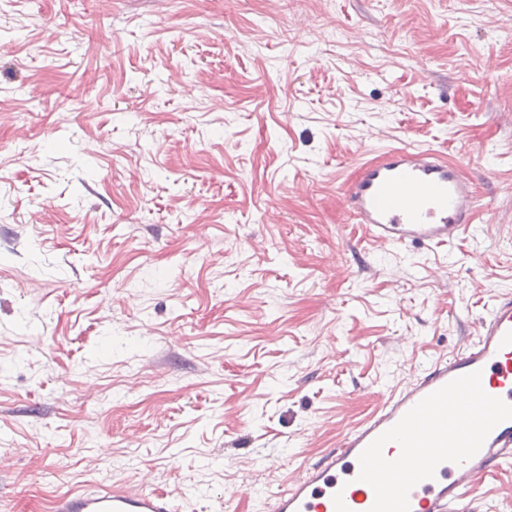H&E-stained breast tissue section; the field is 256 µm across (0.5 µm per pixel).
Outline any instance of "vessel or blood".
I'll return each mask as SVG.
<instances>
[{
  "instance_id": "obj_1",
  "label": "vessel or blood",
  "mask_w": 512,
  "mask_h": 512,
  "mask_svg": "<svg viewBox=\"0 0 512 512\" xmlns=\"http://www.w3.org/2000/svg\"><path fill=\"white\" fill-rule=\"evenodd\" d=\"M342 196L350 219L379 243L439 248L470 233L479 207L463 169L430 149L391 147L363 165ZM480 372L483 390L512 404V293L496 296L478 334L450 358L431 359L408 386L389 393L333 448L271 494L267 512H370L375 493L358 481L359 457L422 399L460 376ZM512 465V420L499 423L480 450L457 464L440 463L433 478L415 485L409 512H465L473 484ZM51 512H177L174 500L151 486L75 488L56 495Z\"/></svg>"
}]
</instances>
